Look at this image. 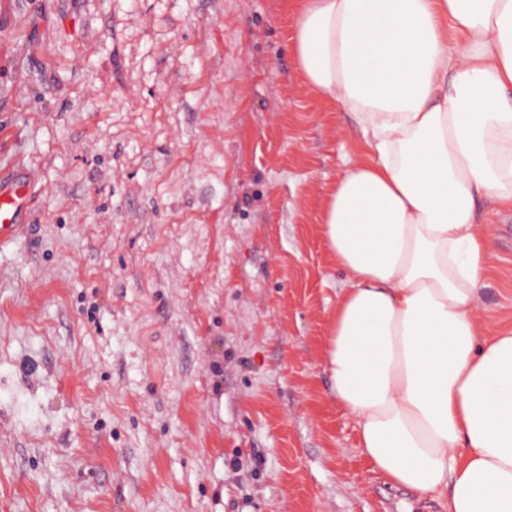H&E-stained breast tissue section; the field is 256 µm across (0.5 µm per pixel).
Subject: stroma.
Returning a JSON list of instances; mask_svg holds the SVG:
<instances>
[{"mask_svg":"<svg viewBox=\"0 0 512 512\" xmlns=\"http://www.w3.org/2000/svg\"><path fill=\"white\" fill-rule=\"evenodd\" d=\"M288 0H0V512H443L357 446L322 211L362 143ZM489 333L512 216L482 206ZM33 182L34 176L27 174L7 183L0 180V246L14 241L27 225L22 217L34 204Z\"/></svg>","mask_w":512,"mask_h":512,"instance_id":"1","label":"stroma"}]
</instances>
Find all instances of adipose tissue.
I'll list each match as a JSON object with an SVG mask.
<instances>
[{"label":"adipose tissue","instance_id":"adipose-tissue-1","mask_svg":"<svg viewBox=\"0 0 512 512\" xmlns=\"http://www.w3.org/2000/svg\"><path fill=\"white\" fill-rule=\"evenodd\" d=\"M307 85L365 154L322 222L346 274L327 366L374 472L444 512H512V333L484 334L512 212V0H292Z\"/></svg>","mask_w":512,"mask_h":512}]
</instances>
